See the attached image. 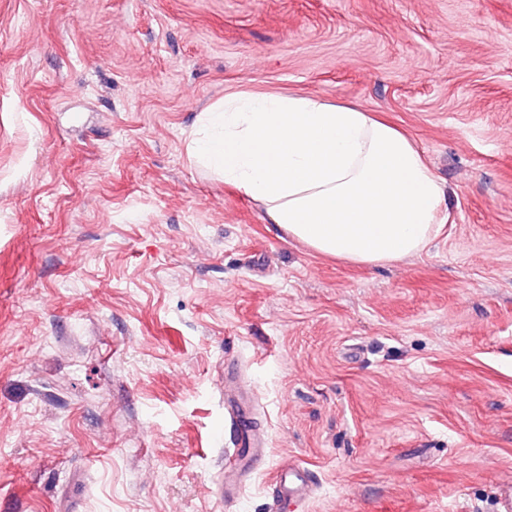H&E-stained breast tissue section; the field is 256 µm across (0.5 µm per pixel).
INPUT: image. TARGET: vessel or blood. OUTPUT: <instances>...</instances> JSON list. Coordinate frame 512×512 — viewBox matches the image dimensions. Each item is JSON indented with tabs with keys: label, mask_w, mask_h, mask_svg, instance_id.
<instances>
[{
	"label": "vessel or blood",
	"mask_w": 512,
	"mask_h": 512,
	"mask_svg": "<svg viewBox=\"0 0 512 512\" xmlns=\"http://www.w3.org/2000/svg\"><path fill=\"white\" fill-rule=\"evenodd\" d=\"M224 416L232 438L231 448L225 449L227 465L224 469V489L221 498L225 505H233L240 496L237 473L244 466L243 451L250 448L256 454L265 451V437L257 424L251 423L245 400L236 393L225 392ZM312 474L296 463H284L278 468L274 496L277 501L298 507L304 504L310 493Z\"/></svg>",
	"instance_id": "b4317fda"
}]
</instances>
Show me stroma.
Masks as SVG:
<instances>
[{
    "label": "stroma",
    "instance_id": "obj_1",
    "mask_svg": "<svg viewBox=\"0 0 512 512\" xmlns=\"http://www.w3.org/2000/svg\"><path fill=\"white\" fill-rule=\"evenodd\" d=\"M231 92L406 131L449 222L315 254L194 164ZM267 441L220 499L224 373ZM496 512L512 478V0H0V512ZM312 479L310 471L299 464H281L276 475L274 499L288 501V505L294 507L303 505L311 492L309 483Z\"/></svg>",
    "mask_w": 512,
    "mask_h": 512
}]
</instances>
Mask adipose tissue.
Instances as JSON below:
<instances>
[{
    "label": "adipose tissue",
    "instance_id": "obj_1",
    "mask_svg": "<svg viewBox=\"0 0 512 512\" xmlns=\"http://www.w3.org/2000/svg\"><path fill=\"white\" fill-rule=\"evenodd\" d=\"M188 153L288 237L352 264L418 254L448 221L414 140L354 106L233 92L204 113Z\"/></svg>",
    "mask_w": 512,
    "mask_h": 512
}]
</instances>
